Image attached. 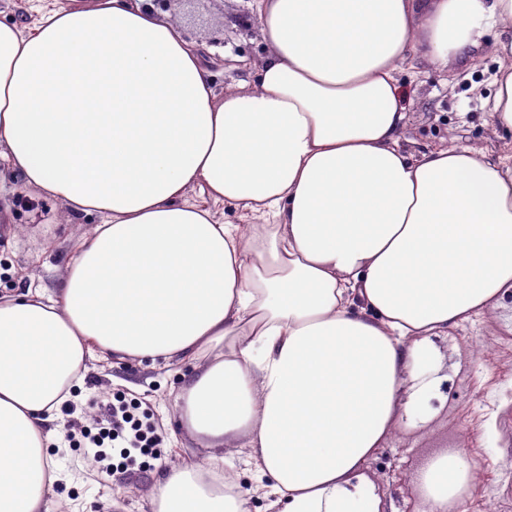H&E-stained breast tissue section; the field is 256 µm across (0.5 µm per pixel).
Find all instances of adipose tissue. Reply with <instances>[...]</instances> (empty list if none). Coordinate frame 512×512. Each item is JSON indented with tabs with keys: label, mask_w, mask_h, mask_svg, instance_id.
Here are the masks:
<instances>
[{
	"label": "adipose tissue",
	"mask_w": 512,
	"mask_h": 512,
	"mask_svg": "<svg viewBox=\"0 0 512 512\" xmlns=\"http://www.w3.org/2000/svg\"><path fill=\"white\" fill-rule=\"evenodd\" d=\"M253 84L141 0L0 21V158L98 213L57 287L0 297V512H52L50 449L93 359L185 362L174 401L243 448L280 512H387L364 464L438 382L434 339L512 290V165L413 156L399 65L470 62L490 29L492 125L512 138V0H259ZM201 191L205 204L189 202ZM223 205L261 224L217 221ZM462 448L417 478L466 512ZM153 512H251L216 460L160 471Z\"/></svg>",
	"instance_id": "obj_1"
}]
</instances>
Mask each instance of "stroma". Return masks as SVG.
Segmentation results:
<instances>
[{
    "label": "stroma",
    "mask_w": 512,
    "mask_h": 512,
    "mask_svg": "<svg viewBox=\"0 0 512 512\" xmlns=\"http://www.w3.org/2000/svg\"><path fill=\"white\" fill-rule=\"evenodd\" d=\"M185 40L202 44L213 61L212 82L224 92L253 82L252 63L265 53L256 22V0H168L158 7ZM487 45L473 63L445 70L427 59L405 65L399 81L406 106L400 144L418 154L440 145L484 152L497 161L512 155L493 132L491 107L498 58ZM0 200L9 206L0 223V295L27 287L54 285L64 275L78 240L101 216L76 214L59 200L44 196L12 176L0 158ZM437 390L415 407L423 430L395 431L366 464L394 512H425L413 490L424 463L445 448L464 445L475 481L467 497L468 512H512V292L499 305L435 338ZM186 364L136 359L92 363L84 404L64 416L66 428L99 433L120 401L141 402L163 436L160 457L144 464L139 451L122 455L104 445V459L88 455L83 438H66L61 463L69 477L56 487L53 512H152L154 473L178 466L184 453L205 459L211 454L172 410L178 379ZM116 474L102 480L106 467Z\"/></svg>",
    "instance_id": "1"
}]
</instances>
